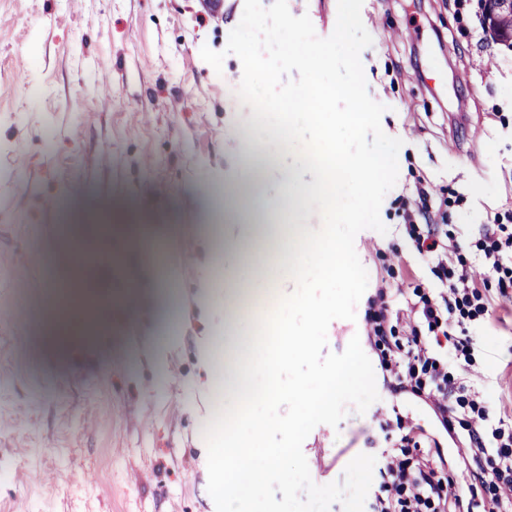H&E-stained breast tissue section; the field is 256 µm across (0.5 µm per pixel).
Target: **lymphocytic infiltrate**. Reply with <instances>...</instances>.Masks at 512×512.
Here are the masks:
<instances>
[{
    "mask_svg": "<svg viewBox=\"0 0 512 512\" xmlns=\"http://www.w3.org/2000/svg\"><path fill=\"white\" fill-rule=\"evenodd\" d=\"M430 198L428 186L417 187L405 224L417 253L432 259L439 285L415 289L397 304L378 289L367 338L381 354L389 388H411L448 432L464 437L472 471L463 483L444 478L436 439L397 421L399 436L378 468L370 509L512 512V415L491 414L481 391L467 382L477 362L470 326L492 318L497 301H512V224L460 237L430 220ZM467 250L478 256V267L464 260Z\"/></svg>",
    "mask_w": 512,
    "mask_h": 512,
    "instance_id": "f902f5d3",
    "label": "lymphocytic infiltrate"
}]
</instances>
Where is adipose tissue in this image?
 <instances>
[{
    "instance_id": "ef3b65f1",
    "label": "adipose tissue",
    "mask_w": 512,
    "mask_h": 512,
    "mask_svg": "<svg viewBox=\"0 0 512 512\" xmlns=\"http://www.w3.org/2000/svg\"><path fill=\"white\" fill-rule=\"evenodd\" d=\"M236 134L242 145L245 163L237 176L235 190L212 196L213 201L223 202L225 216L238 221L248 230L247 235L229 242V249L251 259L261 253L265 240L274 239L279 243L280 256L288 257L289 267L300 281L313 277L333 281L350 279L351 270L345 262L343 246L327 243L322 256L310 261L302 260L297 255L299 244L306 239L299 224L300 218L325 204L317 188L297 180L293 172H285L286 192L273 201H267L266 210H258V202L266 201V174L273 164L270 147L251 127H241ZM271 212L287 215L288 223L268 222L267 215ZM116 235L121 236L127 245L133 246L144 241L146 232L137 224L112 226L103 223L96 215L70 226L67 247L82 254L83 259L65 262L62 268L66 290L64 297L54 301L56 317L52 324V333L59 343H68L76 337L92 338L105 327L113 295L94 287L86 260L107 253L110 241ZM248 351V346L238 337L225 336L222 375L229 390H241L243 378L249 377L255 366Z\"/></svg>"
}]
</instances>
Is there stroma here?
Wrapping results in <instances>:
<instances>
[{
  "mask_svg": "<svg viewBox=\"0 0 512 512\" xmlns=\"http://www.w3.org/2000/svg\"><path fill=\"white\" fill-rule=\"evenodd\" d=\"M244 0H224L215 22L200 0H0V512H212L201 466L204 427L231 396L198 360L201 337H252L250 318H224V293L270 305L294 280L241 263L218 241L237 235L201 184L235 180L242 163L234 130L251 121L236 91L243 66L226 54L221 70L202 47L224 51ZM372 44L361 55L368 92L384 105L383 132L401 139L399 175L380 216L387 233L355 238L368 272L355 320L330 323L327 352L365 336L376 289L433 288L425 258L405 229L418 180L449 223L479 233L512 213V47L484 27L480 0H363ZM112 61V77L95 62ZM25 154L28 164L16 168ZM71 201V222L108 212L146 226L149 237L130 265L159 263L160 250L188 252L172 285L139 281L136 308L116 302L105 329L58 344L51 332V290L59 268L58 214L41 198ZM27 277L9 278L16 263ZM214 297L200 306L197 293ZM172 295L181 330L166 367L150 355L160 300ZM491 411L512 404V305L473 328ZM376 409L408 414L439 442L445 470L465 476L468 462L430 408L384 380L379 355ZM146 414L148 426L132 417ZM372 418L348 409L338 427L316 426L303 443L319 485L344 479L351 455L389 446Z\"/></svg>",
  "mask_w": 512,
  "mask_h": 512,
  "instance_id": "1",
  "label": "stroma"
}]
</instances>
